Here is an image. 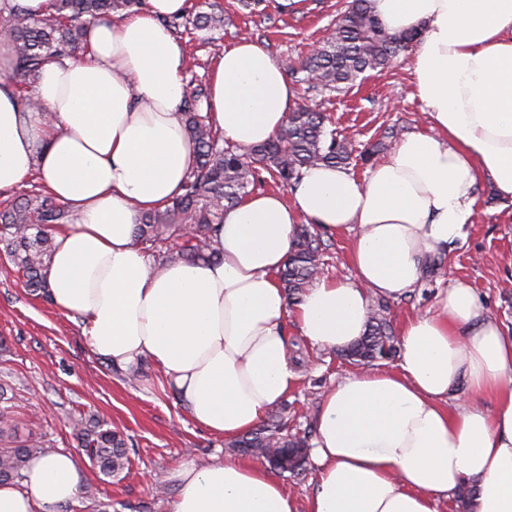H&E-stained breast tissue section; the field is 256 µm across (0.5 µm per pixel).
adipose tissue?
<instances>
[{
  "mask_svg": "<svg viewBox=\"0 0 512 512\" xmlns=\"http://www.w3.org/2000/svg\"><path fill=\"white\" fill-rule=\"evenodd\" d=\"M185 5L144 0L94 24L83 54L44 64L37 110L21 105L0 36V191L34 174L74 212L53 232L47 293L81 318L92 354L123 369L151 360L192 420L229 440L296 386L286 322L314 346L345 347L365 330L369 296L407 297L427 259L465 237L481 183L512 200V0H371L387 32L417 34L412 96L428 130L401 137L364 179L319 166L250 195L225 210L216 259L154 274L136 219L170 203L194 156L180 117L185 53L162 22ZM297 97L284 67L243 37L213 68L207 107L225 140L258 144ZM300 224L349 235L353 273L320 278L292 306L278 274ZM463 383L475 403L450 408ZM311 459L301 500L251 460L182 463L171 512H439L465 483L473 512H512V331L452 281L403 326L397 369L325 395ZM82 479L72 454L32 459L21 483H0V512H56Z\"/></svg>",
  "mask_w": 512,
  "mask_h": 512,
  "instance_id": "obj_1",
  "label": "adipose tissue"
}]
</instances>
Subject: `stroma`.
Wrapping results in <instances>:
<instances>
[{"label":"stroma","mask_w":512,"mask_h":512,"mask_svg":"<svg viewBox=\"0 0 512 512\" xmlns=\"http://www.w3.org/2000/svg\"><path fill=\"white\" fill-rule=\"evenodd\" d=\"M219 2L224 26L212 31V43L184 44L186 53L197 57L185 73L187 89L208 86L218 54L244 34L277 61L305 56L327 34L346 0H301L295 13H275L264 22L250 21L241 0ZM409 67V54H402L393 67L368 73L360 86L332 95L324 110L338 135L360 148L378 147L384 157L389 152L385 131L400 137L424 129L419 106L410 97ZM479 196L480 211L465 244L453 248L411 297L392 304L394 329L431 309L436 293L455 279L470 283L489 316L512 329V202H501L486 186ZM82 329L78 318L56 310L49 299L30 295L17 273L0 272V339L6 342L0 349V383L15 397L17 433L73 454L86 476L76 504L58 512H93L99 502L107 512H170L179 463L239 458V450L227 447L223 436L190 419L159 369L142 362L139 380L126 382L90 352ZM288 340L299 344L305 360L297 369L299 384L287 399L288 419L304 430L312 427L323 394L359 368L334 351L310 345L296 329H289ZM79 415L129 436V471L107 478L90 463L70 425Z\"/></svg>","instance_id":"stroma-1"}]
</instances>
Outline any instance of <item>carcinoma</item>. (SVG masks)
I'll use <instances>...</instances> for the list:
<instances>
[{
	"instance_id": "1",
	"label": "carcinoma",
	"mask_w": 512,
	"mask_h": 512,
	"mask_svg": "<svg viewBox=\"0 0 512 512\" xmlns=\"http://www.w3.org/2000/svg\"><path fill=\"white\" fill-rule=\"evenodd\" d=\"M141 5L142 0H55L51 12L33 16L9 0H0V22L9 28L13 44L14 65L8 79L21 103L31 106L27 88L46 62L84 50L89 24L122 17ZM163 23L176 35L190 36L222 27L224 16L213 4L205 12L192 3L182 13L164 18ZM415 37L414 32L390 35L373 13L370 0H350L336 16L332 34L314 52L288 66V76L313 97L346 93L364 79L365 73L390 65ZM204 97L205 89L196 88L184 99L181 116L194 145V162L181 193L165 208L141 215L135 224V242L151 253L157 271L176 261L208 262L216 257L213 243L224 209L249 196L263 181L262 174L290 188L304 169L317 164L344 169L353 156L351 141L337 137L336 130L329 128L326 113L305 101L288 113L285 124L267 142L256 146L226 142L208 116L199 112ZM74 219L71 209L35 184L0 210V252L22 272L29 291L47 295L45 269L54 247L52 231ZM329 248L330 243L317 228L300 225L279 273L288 302L298 303L318 278ZM388 309L385 301L374 300L365 333L339 356L356 365L395 357L398 346ZM76 431L101 474L117 476L128 467L129 447L121 432L83 417ZM228 447L262 457L282 472L295 474L306 459L309 443L304 436L288 434L282 408L261 427L229 442ZM47 453L48 448L17 436L12 397L0 383V482H20L29 460Z\"/></svg>"
}]
</instances>
